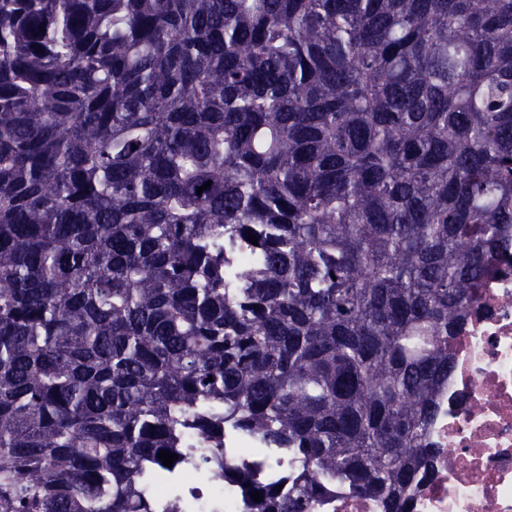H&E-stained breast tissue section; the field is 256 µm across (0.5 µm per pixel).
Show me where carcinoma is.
<instances>
[{"label":"carcinoma","mask_w":512,"mask_h":512,"mask_svg":"<svg viewBox=\"0 0 512 512\" xmlns=\"http://www.w3.org/2000/svg\"><path fill=\"white\" fill-rule=\"evenodd\" d=\"M509 224L512 0H0V512H407ZM316 512H381V510L380 504L373 499L336 488L332 496L320 505Z\"/></svg>","instance_id":"cac0c4a2"}]
</instances>
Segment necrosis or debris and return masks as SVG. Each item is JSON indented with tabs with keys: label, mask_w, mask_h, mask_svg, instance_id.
Instances as JSON below:
<instances>
[{
	"label": "necrosis or debris",
	"mask_w": 512,
	"mask_h": 512,
	"mask_svg": "<svg viewBox=\"0 0 512 512\" xmlns=\"http://www.w3.org/2000/svg\"><path fill=\"white\" fill-rule=\"evenodd\" d=\"M429 440L439 454L408 512H512V229L452 343Z\"/></svg>",
	"instance_id": "1"
}]
</instances>
